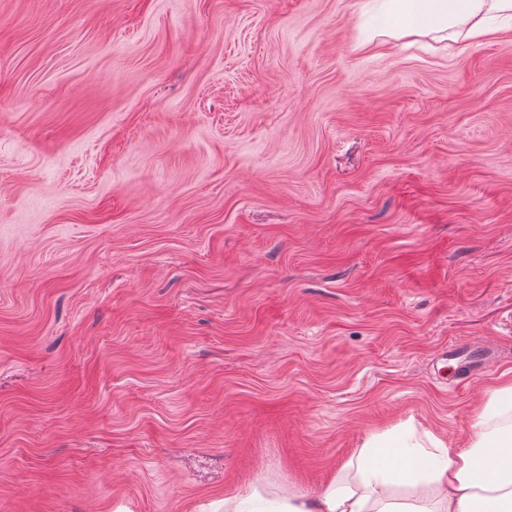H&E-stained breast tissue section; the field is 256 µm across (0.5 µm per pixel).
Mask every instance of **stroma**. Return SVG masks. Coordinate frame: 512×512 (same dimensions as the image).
Returning <instances> with one entry per match:
<instances>
[{
    "instance_id": "1",
    "label": "stroma",
    "mask_w": 512,
    "mask_h": 512,
    "mask_svg": "<svg viewBox=\"0 0 512 512\" xmlns=\"http://www.w3.org/2000/svg\"><path fill=\"white\" fill-rule=\"evenodd\" d=\"M367 0H0V512L323 492L512 382V33Z\"/></svg>"
}]
</instances>
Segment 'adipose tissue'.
Returning a JSON list of instances; mask_svg holds the SVG:
<instances>
[{"mask_svg":"<svg viewBox=\"0 0 512 512\" xmlns=\"http://www.w3.org/2000/svg\"><path fill=\"white\" fill-rule=\"evenodd\" d=\"M385 35L512 31V0H381ZM215 512H512V385L478 413L469 447L451 448L406 420L367 436L346 473L320 495L226 496Z\"/></svg>","mask_w":512,"mask_h":512,"instance_id":"1","label":"adipose tissue"}]
</instances>
